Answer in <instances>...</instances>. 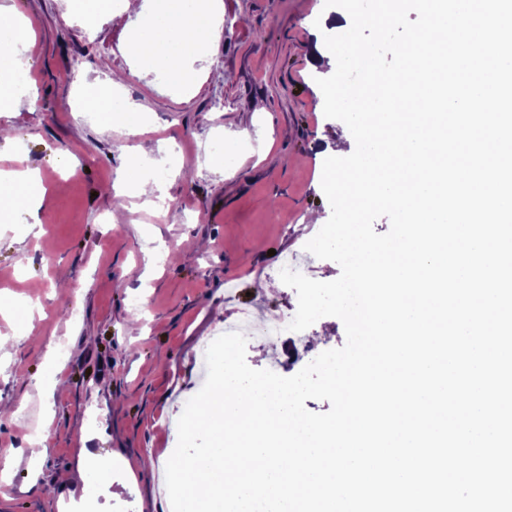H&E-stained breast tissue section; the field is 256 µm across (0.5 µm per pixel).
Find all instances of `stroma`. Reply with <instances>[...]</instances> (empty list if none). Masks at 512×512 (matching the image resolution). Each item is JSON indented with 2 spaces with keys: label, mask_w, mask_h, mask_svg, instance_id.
<instances>
[{
  "label": "stroma",
  "mask_w": 512,
  "mask_h": 512,
  "mask_svg": "<svg viewBox=\"0 0 512 512\" xmlns=\"http://www.w3.org/2000/svg\"><path fill=\"white\" fill-rule=\"evenodd\" d=\"M222 2V27L176 94L126 52L158 0H143L139 16L79 9L67 18L56 0H0L32 20L22 51L38 94L36 109L0 112L17 136L0 156L43 173L60 152L79 158L54 172L40 236L25 212L0 205V266L12 270L0 285V403L20 408L0 419V512H168L181 404L204 384L199 341L236 308L267 317L298 303L271 273L317 234L310 213L331 215L324 147L350 131L325 117L317 85L334 57L314 69L307 55L335 32L324 16L343 10L325 0ZM115 73L126 78L120 101L145 109L140 136L74 109L80 85ZM216 138L232 167L211 152ZM142 144L157 149L156 196L178 221L155 219L156 197L128 183L124 162ZM117 208L124 223L109 220ZM30 425L48 448L35 463ZM85 454L111 458V474L83 471Z\"/></svg>",
  "instance_id": "stroma-1"
}]
</instances>
